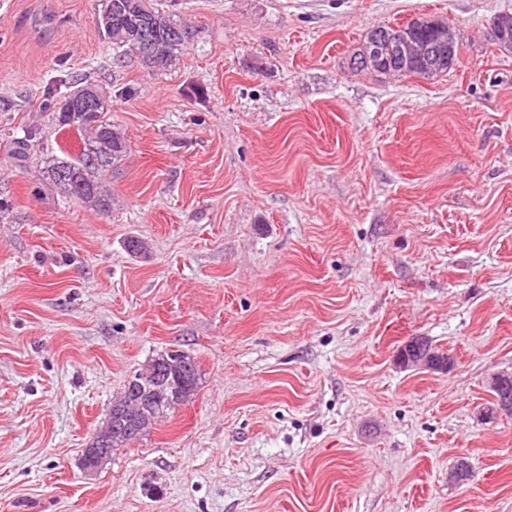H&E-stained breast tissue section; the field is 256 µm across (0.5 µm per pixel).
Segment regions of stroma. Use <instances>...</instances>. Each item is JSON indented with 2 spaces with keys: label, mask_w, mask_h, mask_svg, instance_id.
<instances>
[{
  "label": "stroma",
  "mask_w": 512,
  "mask_h": 512,
  "mask_svg": "<svg viewBox=\"0 0 512 512\" xmlns=\"http://www.w3.org/2000/svg\"><path fill=\"white\" fill-rule=\"evenodd\" d=\"M175 9L201 36L153 75L117 63L96 0H0V512H512V417H483L512 374V0ZM424 16L458 35L448 72L352 68L370 29ZM76 75L127 139L106 216L39 173L80 150L44 110ZM415 336L452 368L401 367ZM168 349L195 399L86 474ZM41 131L39 128L30 129L23 137L14 138L10 142L7 157L16 162H27L34 153L36 142L40 139Z\"/></svg>",
  "instance_id": "1"
}]
</instances>
